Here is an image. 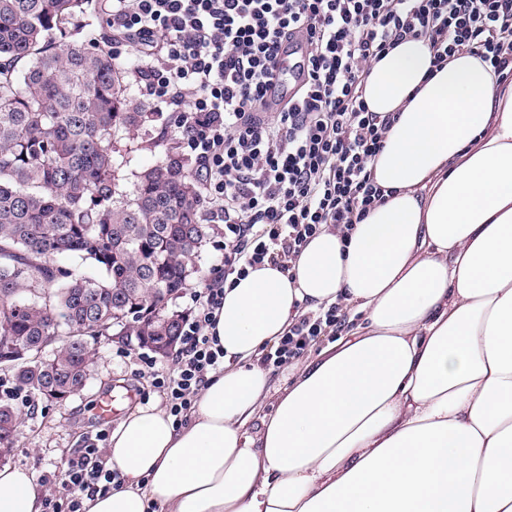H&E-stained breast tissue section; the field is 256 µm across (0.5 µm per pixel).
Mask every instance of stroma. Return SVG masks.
Returning a JSON list of instances; mask_svg holds the SVG:
<instances>
[{"label":"stroma","instance_id":"stroma-1","mask_svg":"<svg viewBox=\"0 0 512 512\" xmlns=\"http://www.w3.org/2000/svg\"><path fill=\"white\" fill-rule=\"evenodd\" d=\"M141 348L134 337L100 340L93 347L92 372L85 387L64 401L37 397L34 410L19 409L21 431L7 455V463L33 472L41 494L62 477V463L85 439L100 430L114 431L117 421L142 403L159 404L161 398L149 383L136 376ZM120 396L114 422L101 424L95 406L102 397Z\"/></svg>","mask_w":512,"mask_h":512}]
</instances>
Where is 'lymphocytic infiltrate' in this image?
Segmentation results:
<instances>
[{
  "instance_id": "1",
  "label": "lymphocytic infiltrate",
  "mask_w": 512,
  "mask_h": 512,
  "mask_svg": "<svg viewBox=\"0 0 512 512\" xmlns=\"http://www.w3.org/2000/svg\"><path fill=\"white\" fill-rule=\"evenodd\" d=\"M116 45L141 59L138 86L182 151L193 156L206 221L224 236L223 269L190 294L169 369L144 377L182 424L224 352L212 330L224 289L270 262L289 269L323 228L349 234L385 197L369 162L397 113L369 111L370 63L399 41L427 40L434 67L459 52L495 77L512 65V0H106ZM302 38L300 86L269 109L289 39ZM346 323L340 305L299 315L263 357L279 368ZM107 435L97 432L63 463L47 512H83L108 494Z\"/></svg>"
}]
</instances>
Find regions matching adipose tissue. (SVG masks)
I'll use <instances>...</instances> for the list:
<instances>
[{"label":"adipose tissue","instance_id":"obj_1","mask_svg":"<svg viewBox=\"0 0 512 512\" xmlns=\"http://www.w3.org/2000/svg\"><path fill=\"white\" fill-rule=\"evenodd\" d=\"M432 58L409 39L371 63L369 111L399 115L369 164L383 203L225 289L223 372L186 425L120 423L85 512H512V82ZM335 303L361 322L263 413V354ZM0 512H42L32 472L0 468Z\"/></svg>","mask_w":512,"mask_h":512}]
</instances>
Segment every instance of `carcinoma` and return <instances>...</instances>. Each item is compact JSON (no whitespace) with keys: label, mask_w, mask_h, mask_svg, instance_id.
Listing matches in <instances>:
<instances>
[{"label":"carcinoma","mask_w":512,"mask_h":512,"mask_svg":"<svg viewBox=\"0 0 512 512\" xmlns=\"http://www.w3.org/2000/svg\"><path fill=\"white\" fill-rule=\"evenodd\" d=\"M94 12L92 0H0V367L55 400L85 386L104 333L149 349L179 336L167 306L210 236L175 139L129 142L158 115L127 81L137 59L82 37L74 19ZM55 31L71 41L52 45ZM142 150L153 159L131 166ZM36 350L38 366L14 357ZM19 427L1 404L0 454Z\"/></svg>","instance_id":"1"}]
</instances>
